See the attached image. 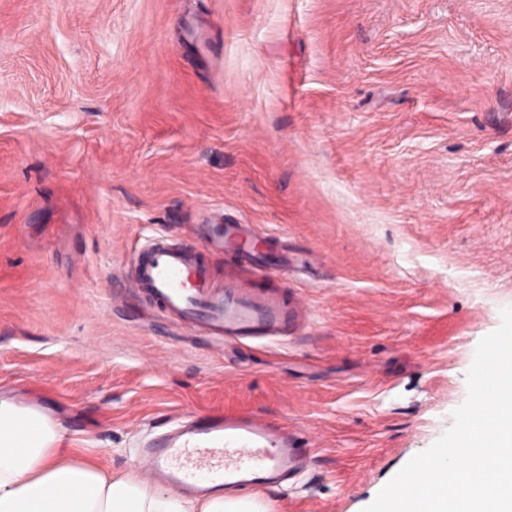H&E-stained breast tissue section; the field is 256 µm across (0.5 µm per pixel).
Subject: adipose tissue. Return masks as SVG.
Returning <instances> with one entry per match:
<instances>
[{
  "mask_svg": "<svg viewBox=\"0 0 512 512\" xmlns=\"http://www.w3.org/2000/svg\"><path fill=\"white\" fill-rule=\"evenodd\" d=\"M46 414L0 400V512H265L223 493L194 502L152 493L136 474H107L74 458Z\"/></svg>",
  "mask_w": 512,
  "mask_h": 512,
  "instance_id": "adipose-tissue-1",
  "label": "adipose tissue"
}]
</instances>
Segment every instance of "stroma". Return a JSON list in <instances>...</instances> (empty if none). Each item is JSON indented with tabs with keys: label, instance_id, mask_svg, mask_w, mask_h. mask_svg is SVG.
<instances>
[{
	"label": "stroma",
	"instance_id": "1",
	"mask_svg": "<svg viewBox=\"0 0 512 512\" xmlns=\"http://www.w3.org/2000/svg\"><path fill=\"white\" fill-rule=\"evenodd\" d=\"M308 318L216 342L133 297L145 237ZM512 308V0H0V396L138 471L175 410L310 446L268 512H364L451 425ZM216 229L214 244L228 252L251 253L248 246L253 237L250 224H212Z\"/></svg>",
	"mask_w": 512,
	"mask_h": 512
}]
</instances>
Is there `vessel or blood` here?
I'll return each mask as SVG.
<instances>
[{
  "label": "vessel or blood",
  "instance_id": "vessel-or-blood-1",
  "mask_svg": "<svg viewBox=\"0 0 512 512\" xmlns=\"http://www.w3.org/2000/svg\"><path fill=\"white\" fill-rule=\"evenodd\" d=\"M249 224H220L214 244L229 252H247ZM130 286L141 299L175 319L180 328L216 340L277 338L302 318L300 299L291 300L227 278L210 285L192 252L150 237L131 258ZM147 482L184 495L204 498L215 492L256 493L285 488L302 467L305 453L294 435L253 413L176 415L167 430L138 450Z\"/></svg>",
  "mask_w": 512,
  "mask_h": 512
}]
</instances>
